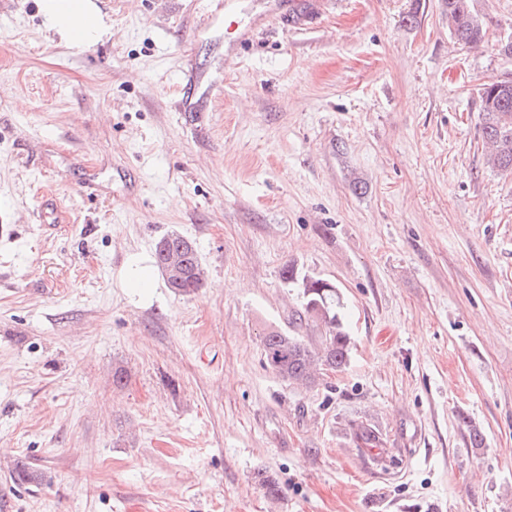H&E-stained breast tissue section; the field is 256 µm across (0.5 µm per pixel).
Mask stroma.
<instances>
[{
  "label": "stroma",
  "instance_id": "35a3bbf8",
  "mask_svg": "<svg viewBox=\"0 0 512 512\" xmlns=\"http://www.w3.org/2000/svg\"><path fill=\"white\" fill-rule=\"evenodd\" d=\"M233 2L237 47L198 0H90L86 46L0 0V512H512V0L476 46L444 0ZM173 231L205 288H125ZM289 266L351 339L308 387L263 362ZM493 85H512V81L495 80ZM486 85L483 102L482 136L489 151L487 163L512 174V86L498 88ZM489 87V88H488Z\"/></svg>",
  "mask_w": 512,
  "mask_h": 512
}]
</instances>
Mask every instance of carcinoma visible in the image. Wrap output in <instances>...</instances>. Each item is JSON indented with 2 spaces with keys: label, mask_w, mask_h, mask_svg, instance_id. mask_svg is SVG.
Segmentation results:
<instances>
[{
  "label": "carcinoma",
  "mask_w": 512,
  "mask_h": 512,
  "mask_svg": "<svg viewBox=\"0 0 512 512\" xmlns=\"http://www.w3.org/2000/svg\"><path fill=\"white\" fill-rule=\"evenodd\" d=\"M448 26L457 39L477 45L484 32L471 19L469 0H445ZM482 136L489 151L487 163L512 174V86H490L483 95ZM155 264L173 292L190 296L204 287L205 269L194 242L175 232L161 237L154 248ZM289 283H301L302 311L298 320L315 335L307 338L298 334L273 331L262 339L263 360L267 368L282 379L295 384L316 382L317 371L327 367L338 370L348 364L350 338L341 317V298L336 286L326 279L300 276L294 267L284 271ZM356 439L370 448L384 447V439L369 425L360 426ZM15 483L32 484L40 481V473L29 464L18 461L12 470Z\"/></svg>",
  "instance_id": "1"
}]
</instances>
